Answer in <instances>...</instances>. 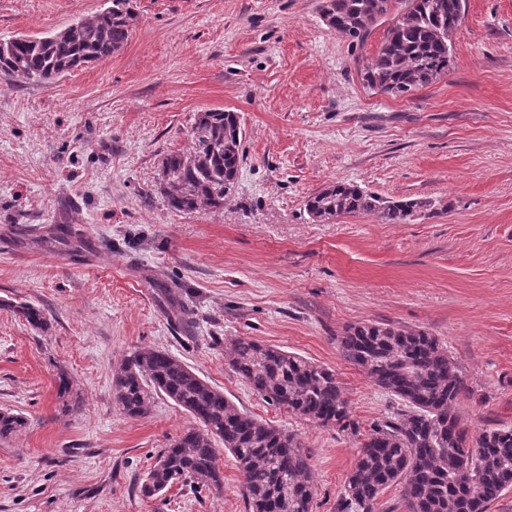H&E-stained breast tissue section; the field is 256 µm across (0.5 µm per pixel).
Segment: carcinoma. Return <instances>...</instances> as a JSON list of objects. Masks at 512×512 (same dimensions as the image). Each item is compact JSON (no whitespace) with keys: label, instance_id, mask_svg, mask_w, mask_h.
Segmentation results:
<instances>
[{"label":"carcinoma","instance_id":"carcinoma-1","mask_svg":"<svg viewBox=\"0 0 512 512\" xmlns=\"http://www.w3.org/2000/svg\"><path fill=\"white\" fill-rule=\"evenodd\" d=\"M134 0H112L111 10L46 38L0 42V75L40 83L101 62L129 40ZM466 0H323L325 24L362 45L371 31L388 27L371 58L365 80L372 88L403 95L448 72L450 38L464 16ZM198 148L173 152L163 161L171 182L164 187L176 211L224 207L242 160L243 133L234 112L198 113ZM421 199L394 200L336 182L312 194L305 209L314 222L369 214L386 224H407L428 210ZM16 312L45 327L31 304ZM344 359L378 387L399 397L408 411L376 425L365 436L336 512H375L381 493L401 486L405 512H490L512 488V428L471 435L460 426L457 402L464 390L458 367L439 339L422 330L382 322L355 323L336 337ZM228 367L268 404L283 407L322 427L354 429L349 402L335 374L280 347L237 338L225 348ZM114 398L132 419L146 416L163 395L195 420L162 449L141 484L152 498L176 482L222 491L224 473L217 444L236 459L251 512H310L315 488L309 452L292 433L240 410L166 350L144 348L113 371ZM25 418L0 411V437L21 430Z\"/></svg>","mask_w":512,"mask_h":512}]
</instances>
